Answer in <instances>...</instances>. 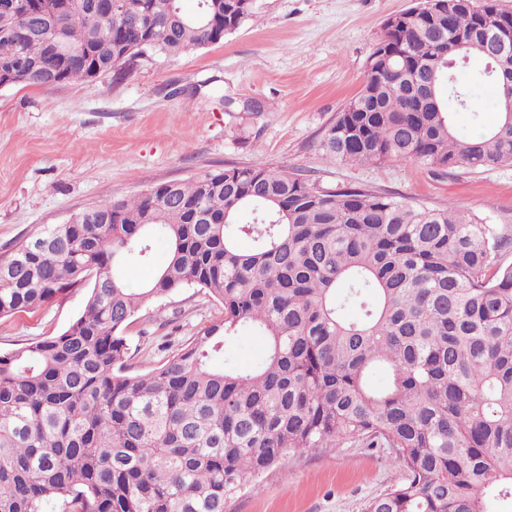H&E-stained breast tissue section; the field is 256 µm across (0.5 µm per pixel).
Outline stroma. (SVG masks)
Segmentation results:
<instances>
[{
	"instance_id": "35a3bbf8",
	"label": "stroma",
	"mask_w": 512,
	"mask_h": 512,
	"mask_svg": "<svg viewBox=\"0 0 512 512\" xmlns=\"http://www.w3.org/2000/svg\"><path fill=\"white\" fill-rule=\"evenodd\" d=\"M416 0H254L224 42L177 57L146 53L122 80L0 88V254L76 211L156 184L260 161L324 188L362 186L415 206L455 203L512 230V165L442 172L415 164L326 162L323 131L361 89L383 23ZM196 88L188 99L171 86ZM237 103L224 109L225 97ZM260 112L244 111L249 101ZM74 288L33 312L0 319V351L62 332L82 313ZM222 318L200 288L151 299L127 330L143 372ZM407 474L387 448L346 444L288 454L226 512H363Z\"/></svg>"
}]
</instances>
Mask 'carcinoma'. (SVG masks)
Listing matches in <instances>:
<instances>
[{"mask_svg": "<svg viewBox=\"0 0 512 512\" xmlns=\"http://www.w3.org/2000/svg\"><path fill=\"white\" fill-rule=\"evenodd\" d=\"M27 35L0 0V81L117 76L149 51L224 40L252 0H28ZM417 0L384 28L385 54L319 141L324 160L470 172L512 164L499 0L435 10ZM144 36L130 25L147 14ZM469 50L449 52L460 36ZM479 68L464 79L465 60ZM493 88L500 114L462 134ZM247 212L251 222L239 217ZM110 218V225L100 220ZM168 244L139 288L125 269ZM251 241L247 250L241 240ZM512 234L450 203L417 207L364 187L324 189L262 162L165 182L76 212L0 255V317L85 286L61 333L0 352V512H224L284 456L358 442L389 448L406 482L364 512H493L512 503ZM201 288L221 321L143 373L126 330L149 298ZM358 310L349 319L344 311ZM266 343L251 367L228 339ZM377 368L385 387L369 382Z\"/></svg>", "mask_w": 512, "mask_h": 512, "instance_id": "cac0c4a2", "label": "carcinoma"}]
</instances>
